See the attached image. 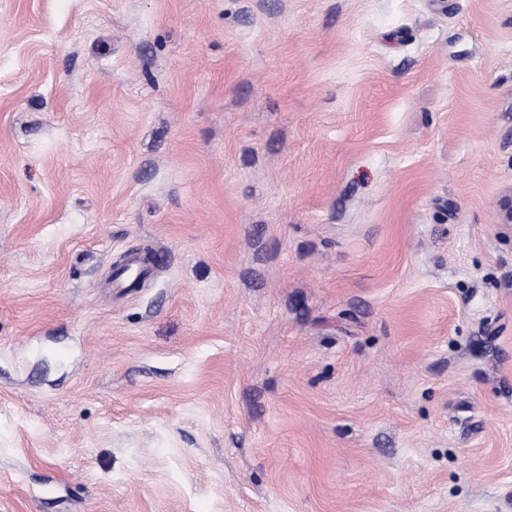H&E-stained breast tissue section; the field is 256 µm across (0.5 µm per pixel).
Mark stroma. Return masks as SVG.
Wrapping results in <instances>:
<instances>
[{
  "label": "stroma",
  "mask_w": 512,
  "mask_h": 512,
  "mask_svg": "<svg viewBox=\"0 0 512 512\" xmlns=\"http://www.w3.org/2000/svg\"><path fill=\"white\" fill-rule=\"evenodd\" d=\"M511 194L512 0H0V512H512Z\"/></svg>",
  "instance_id": "1"
}]
</instances>
